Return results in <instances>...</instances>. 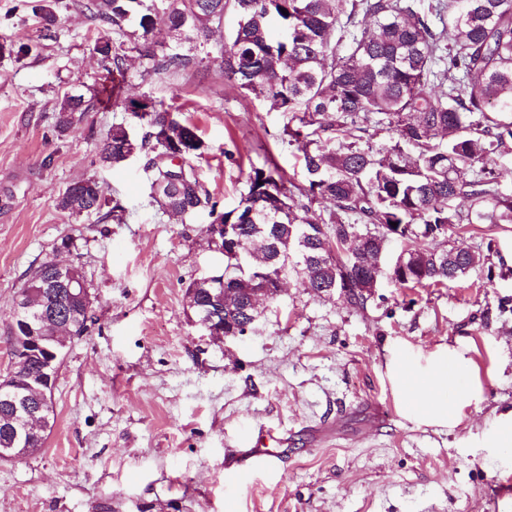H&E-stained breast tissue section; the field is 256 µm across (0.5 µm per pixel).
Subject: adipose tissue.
Listing matches in <instances>:
<instances>
[{"label":"adipose tissue","mask_w":512,"mask_h":512,"mask_svg":"<svg viewBox=\"0 0 512 512\" xmlns=\"http://www.w3.org/2000/svg\"><path fill=\"white\" fill-rule=\"evenodd\" d=\"M471 351L461 338L427 353L406 344L390 347L385 373L398 410L419 424L457 427L466 409L483 399L479 367Z\"/></svg>","instance_id":"obj_1"}]
</instances>
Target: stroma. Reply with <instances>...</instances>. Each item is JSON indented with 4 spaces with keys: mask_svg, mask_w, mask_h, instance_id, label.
Instances as JSON below:
<instances>
[{
    "mask_svg": "<svg viewBox=\"0 0 512 512\" xmlns=\"http://www.w3.org/2000/svg\"><path fill=\"white\" fill-rule=\"evenodd\" d=\"M42 0H0V377L13 367L8 324L32 265L64 236L93 299L87 332L71 339L54 390V422L36 454L0 460V512H512V453L483 447L497 410L512 407V237L471 225L464 240L483 262L444 287L401 288L382 277L366 310L290 281L245 335L214 340L194 326L190 281L220 271L208 215L180 222L148 204L147 153L95 164L123 97L149 95L180 109L210 150L199 159L221 207L237 206L254 166L273 160L301 178L285 119L207 68L139 76L130 57L122 98L102 93L91 45L108 29L78 0L43 37ZM98 95L66 130L55 107ZM93 177L119 199L122 222L68 215L56 198ZM469 338L484 399L451 431L411 422L385 376L386 350L428 352ZM266 427L277 464L237 488L224 455Z\"/></svg>",
    "mask_w": 512,
    "mask_h": 512,
    "instance_id": "35a3bbf8",
    "label": "stroma"
}]
</instances>
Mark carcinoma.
<instances>
[{"mask_svg": "<svg viewBox=\"0 0 512 512\" xmlns=\"http://www.w3.org/2000/svg\"><path fill=\"white\" fill-rule=\"evenodd\" d=\"M93 18L112 27V39L92 45L115 80L127 73L129 53L146 80L160 73L207 67L212 33L234 14L237 25L219 48L224 77L244 94L288 114L284 134L303 150L304 180L285 186L274 163L251 167L246 192L229 211L219 208L197 165L207 146L182 113L147 95L127 97L129 121L115 123L97 152L104 167L125 161L124 149L152 154L144 172L149 204L181 222L201 212L240 227L241 259L224 263L233 290L224 317L253 328L265 306L251 296L261 273L300 279L320 296L335 294L364 310L378 287L380 259L393 240L405 243L406 266L391 269L401 288L443 285L465 277L483 257L464 243L420 248L421 236L463 231L471 224H512V191L502 189L498 159L512 155V0H80ZM288 14H283V11ZM42 28L61 25L49 5ZM371 25L360 28V19ZM164 28L170 42L156 40ZM94 99L64 98L56 125L64 130ZM385 132L375 150L366 135ZM188 149L180 167L171 155ZM329 202L331 209L314 205ZM124 211L93 178L78 180L55 200L71 215ZM397 226H392V223ZM57 271L46 260L31 268L18 299L37 311L55 307L78 336L92 318L81 298L49 286ZM30 345L11 317L15 385H42L60 365L67 338L57 322L38 326ZM53 405L8 420L0 407V451L17 457L40 451Z\"/></svg>", "mask_w": 512, "mask_h": 512, "instance_id": "1", "label": "carcinoma"}]
</instances>
